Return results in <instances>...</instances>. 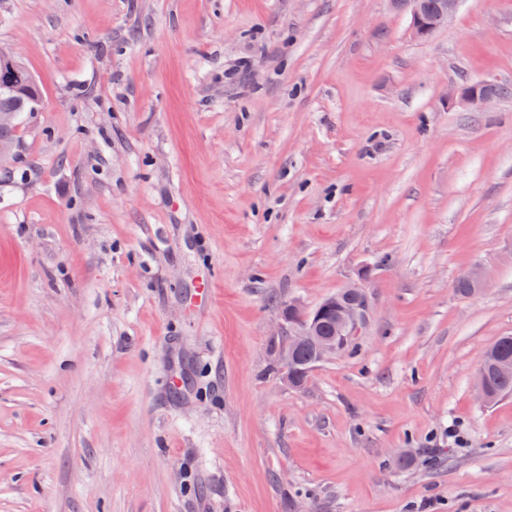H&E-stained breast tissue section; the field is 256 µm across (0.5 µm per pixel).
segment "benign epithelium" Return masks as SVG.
I'll use <instances>...</instances> for the list:
<instances>
[{"mask_svg":"<svg viewBox=\"0 0 512 512\" xmlns=\"http://www.w3.org/2000/svg\"><path fill=\"white\" fill-rule=\"evenodd\" d=\"M462 0H442L435 18V27L440 28L456 14ZM393 9H399L405 3L410 6V30L414 38L420 39L425 34V26L421 18V0H390ZM8 66L22 83L29 81L20 70L17 54L10 50H0V66ZM498 98L495 85L488 81L464 83L448 95V101L468 108L481 109L489 102ZM346 289L356 295V298L338 301V296L332 295L312 308L306 309L298 303L288 304L284 310L283 319L291 325L288 345L279 352L282 379L288 380V369L293 355V349L310 341L317 335L319 322L330 310L336 311V334L347 339L358 335L368 323L371 315V303L365 287L360 283H350Z\"/></svg>","mask_w":512,"mask_h":512,"instance_id":"obj_1","label":"benign epithelium"}]
</instances>
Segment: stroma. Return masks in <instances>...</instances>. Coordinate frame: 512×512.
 <instances>
[{"instance_id": "obj_1", "label": "stroma", "mask_w": 512, "mask_h": 512, "mask_svg": "<svg viewBox=\"0 0 512 512\" xmlns=\"http://www.w3.org/2000/svg\"><path fill=\"white\" fill-rule=\"evenodd\" d=\"M0 45L43 92L0 171V512H512L475 387L512 95L448 102L512 88V0L424 40L387 0H0ZM352 279L354 354L289 387L284 306ZM498 97L495 85L491 82H466L448 95V101L468 108L481 109Z\"/></svg>"}]
</instances>
